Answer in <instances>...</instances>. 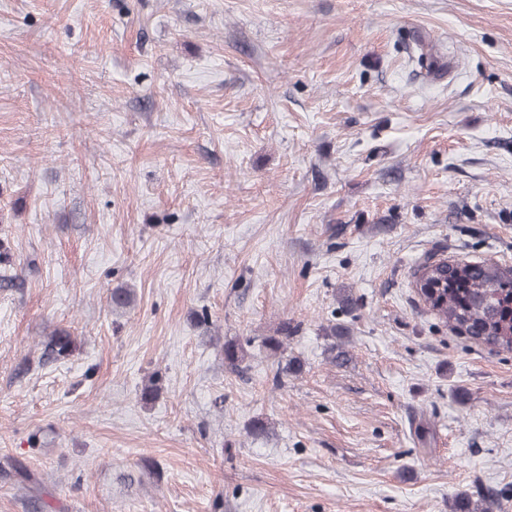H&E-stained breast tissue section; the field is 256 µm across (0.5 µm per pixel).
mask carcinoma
<instances>
[{"label":"carcinoma","mask_w":512,"mask_h":512,"mask_svg":"<svg viewBox=\"0 0 512 512\" xmlns=\"http://www.w3.org/2000/svg\"><path fill=\"white\" fill-rule=\"evenodd\" d=\"M419 293L429 308L453 330L487 347L512 350V267L490 262H460L450 269L434 266L421 271ZM48 353L65 358L72 339L65 333L51 337ZM460 512H493V500L471 507L461 496Z\"/></svg>","instance_id":"1"}]
</instances>
